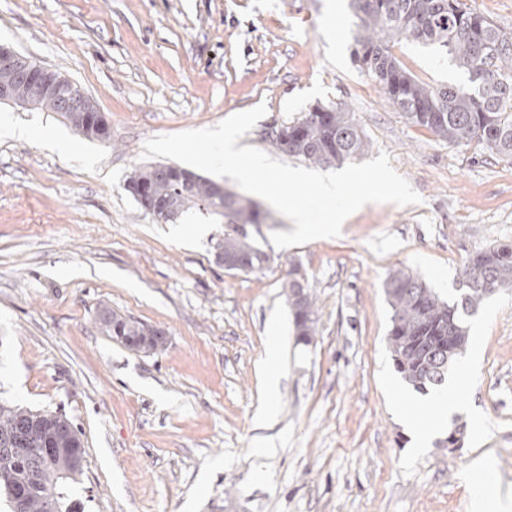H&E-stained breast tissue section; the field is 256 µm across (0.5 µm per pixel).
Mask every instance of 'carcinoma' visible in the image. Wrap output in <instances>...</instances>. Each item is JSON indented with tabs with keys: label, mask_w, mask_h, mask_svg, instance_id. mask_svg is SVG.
I'll return each instance as SVG.
<instances>
[{
	"label": "carcinoma",
	"mask_w": 512,
	"mask_h": 512,
	"mask_svg": "<svg viewBox=\"0 0 512 512\" xmlns=\"http://www.w3.org/2000/svg\"><path fill=\"white\" fill-rule=\"evenodd\" d=\"M355 18L353 55L359 68L383 89L394 108L453 146L472 142L493 155L512 159V31L496 26L462 0H350ZM441 49L467 75L462 83L433 84L417 76L395 54L404 39ZM288 146L277 147L319 166L341 165L362 154L369 143L343 102L316 105L300 119L282 124ZM182 173L164 165L135 169L125 190L144 193L159 207H174V219L191 209L224 219L221 250L246 265L244 272L264 268L268 254L238 224H265L267 215L250 198H217L213 181L202 176L186 184ZM512 288V244L481 249L469 259L455 298L445 301L418 275L399 269L385 282L391 308L388 346L402 379L425 394L444 385L453 364L467 348L468 317L488 298L487 289ZM296 335L310 343L316 335V306L310 284L296 305L288 300ZM102 332L131 351L135 338L147 337L152 326L112 311L100 319ZM452 337L443 353L440 337ZM35 411L0 402V445L5 441L31 443L28 426ZM77 473L68 460L47 463L32 454L0 448V495L9 512H70L71 482Z\"/></svg>",
	"instance_id": "carcinoma-1"
}]
</instances>
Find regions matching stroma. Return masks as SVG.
I'll return each mask as SVG.
<instances>
[{
    "label": "stroma",
    "instance_id": "1",
    "mask_svg": "<svg viewBox=\"0 0 512 512\" xmlns=\"http://www.w3.org/2000/svg\"><path fill=\"white\" fill-rule=\"evenodd\" d=\"M354 28L346 0H0V44L61 72L111 125L89 140L59 113L0 104L32 131L0 138V399L81 430L75 512H467L476 457L512 495V291L467 320L480 357L456 396L480 409V434L458 414L462 448L437 439L419 454L390 407L403 379L384 293L407 269L454 297L470 255L512 243V160L409 122L353 64ZM397 54L426 81L461 79L433 47ZM336 101L369 143L361 161L387 152L421 204H369L341 236L287 248L270 236L293 225L272 213L256 237L269 261L245 274L215 261L221 219L162 224L124 188L149 138L261 103L239 144L288 161L271 122ZM56 138L70 151L47 148ZM295 267L315 297L309 344L284 290ZM105 308L164 329L165 348L113 341ZM275 320L280 392L259 430Z\"/></svg>",
    "mask_w": 512,
    "mask_h": 512
}]
</instances>
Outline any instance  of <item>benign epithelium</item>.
<instances>
[{
	"label": "benign epithelium",
	"mask_w": 512,
	"mask_h": 512,
	"mask_svg": "<svg viewBox=\"0 0 512 512\" xmlns=\"http://www.w3.org/2000/svg\"><path fill=\"white\" fill-rule=\"evenodd\" d=\"M0 70L17 76L20 86L0 85V103H21L19 89H24L27 98L37 100L44 96L55 97L66 121L77 129L95 128L110 130L104 114L86 93L76 90L75 85L57 71L38 64L25 55L0 45ZM58 415L40 413L33 420V427L42 436V451L45 457L72 451L77 436L74 431L60 425Z\"/></svg>",
	"instance_id": "7a95c632"
}]
</instances>
